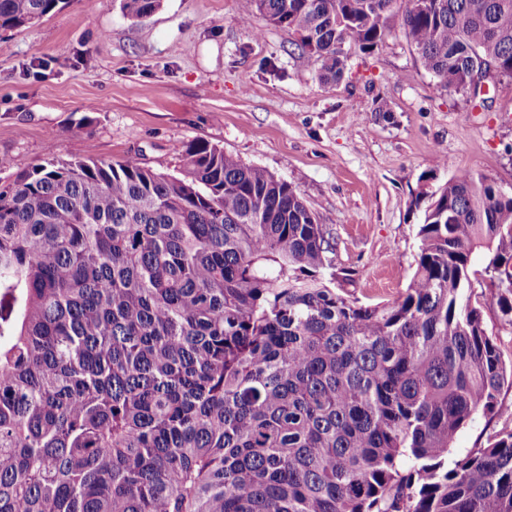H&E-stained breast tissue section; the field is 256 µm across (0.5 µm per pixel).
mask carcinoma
I'll return each instance as SVG.
<instances>
[{"label":"carcinoma","instance_id":"1","mask_svg":"<svg viewBox=\"0 0 512 512\" xmlns=\"http://www.w3.org/2000/svg\"><path fill=\"white\" fill-rule=\"evenodd\" d=\"M130 18L162 0H120ZM62 0H0V30ZM321 77L399 24L443 90L512 79V0H254ZM405 291L325 275L288 182L204 141L167 174L51 158L0 187V512H512V365L472 299L476 254L512 327V187L430 194ZM512 428V419H493L478 417L476 421L464 428L456 437L453 447L448 452V466H452L454 460L465 454L471 448H478L486 444L489 435L500 430L504 426Z\"/></svg>","mask_w":512,"mask_h":512}]
</instances>
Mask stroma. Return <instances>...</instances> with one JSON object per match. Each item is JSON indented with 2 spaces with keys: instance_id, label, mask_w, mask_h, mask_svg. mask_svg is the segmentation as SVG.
I'll list each match as a JSON object with an SVG mask.
<instances>
[{
  "instance_id": "35a3bbf8",
  "label": "stroma",
  "mask_w": 512,
  "mask_h": 512,
  "mask_svg": "<svg viewBox=\"0 0 512 512\" xmlns=\"http://www.w3.org/2000/svg\"><path fill=\"white\" fill-rule=\"evenodd\" d=\"M253 0H163L151 16L120 0H64L31 28L0 31V185L55 157H139L177 173L200 140L288 181L325 224L335 270L364 304L397 298L415 269L429 192L469 170L512 186V80L485 109L438 88L401 30L371 54L344 47L345 75L320 78ZM90 117L88 133L72 127ZM447 155V167L436 159ZM504 360V324L482 265L471 270Z\"/></svg>"
}]
</instances>
